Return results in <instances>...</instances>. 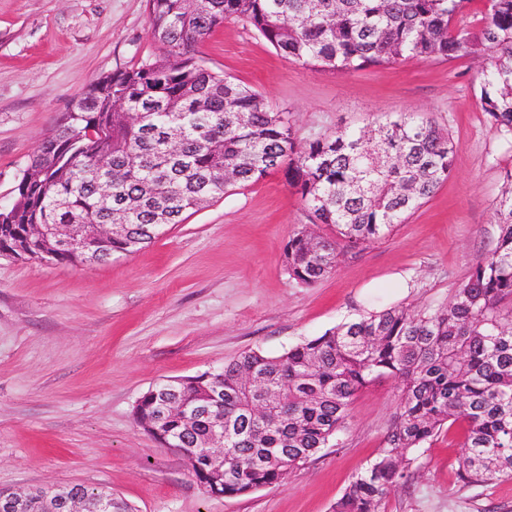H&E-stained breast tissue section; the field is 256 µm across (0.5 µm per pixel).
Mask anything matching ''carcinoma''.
I'll list each match as a JSON object with an SVG mask.
<instances>
[{
  "label": "carcinoma",
  "instance_id": "obj_1",
  "mask_svg": "<svg viewBox=\"0 0 512 512\" xmlns=\"http://www.w3.org/2000/svg\"><path fill=\"white\" fill-rule=\"evenodd\" d=\"M146 0L160 52L103 76L72 103L21 177L0 230V255L33 258L34 224H97L121 230L100 261L130 255L181 224L185 214L279 169L327 232L303 229L288 241L292 279L312 285L339 258L389 235L454 166L458 144L418 111L304 139L289 112L197 60L199 45L228 20L251 26L282 57L313 71L354 72L411 59L485 61L478 104L512 136V0ZM183 125L177 149L172 120ZM499 235L448 303L436 309L383 308L306 340L278 357L246 351L224 379L201 374L177 383L185 397L224 401V484L239 497L283 483L325 448L339 446L349 410L365 390L399 386L396 413L376 457L331 512H382L390 489L409 477L423 445L463 425L460 481L512 479V186L494 204ZM55 264L80 263L42 248ZM253 370L284 395L259 424L251 404L264 392L244 385ZM145 431L158 429L196 448L211 417L191 424L162 416V397L134 408Z\"/></svg>",
  "mask_w": 512,
  "mask_h": 512
}]
</instances>
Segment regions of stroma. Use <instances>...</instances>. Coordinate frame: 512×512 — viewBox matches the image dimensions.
I'll return each instance as SVG.
<instances>
[{
	"label": "stroma",
	"mask_w": 512,
	"mask_h": 512,
	"mask_svg": "<svg viewBox=\"0 0 512 512\" xmlns=\"http://www.w3.org/2000/svg\"><path fill=\"white\" fill-rule=\"evenodd\" d=\"M158 51L145 0H0V209L77 96ZM199 57L288 109L303 138L425 112L458 143L454 168L405 223L308 287L289 277L286 245L310 218L278 171L106 263L0 255V490L104 487L136 512H330L381 447L395 385L354 401L341 445L281 485L235 498L207 495L183 457L136 424L137 401L245 351L281 355L382 305L438 308L496 244L493 207L512 171V138L478 106V63L314 72L237 21ZM461 444L456 427L426 444L383 512H512V480H458Z\"/></svg>",
	"instance_id": "obj_1"
}]
</instances>
